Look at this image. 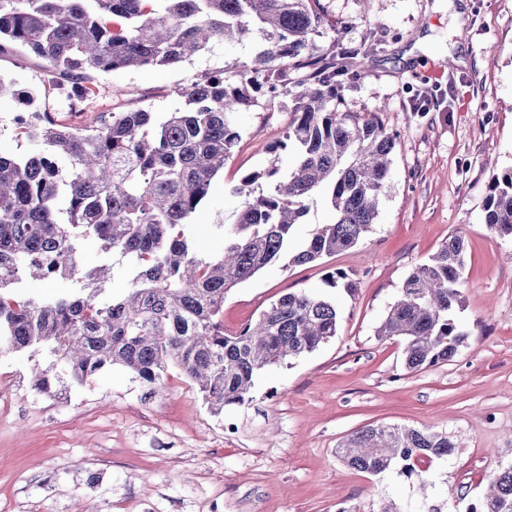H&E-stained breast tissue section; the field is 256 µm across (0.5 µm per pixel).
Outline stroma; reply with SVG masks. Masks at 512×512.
<instances>
[{"label":"stroma","mask_w":512,"mask_h":512,"mask_svg":"<svg viewBox=\"0 0 512 512\" xmlns=\"http://www.w3.org/2000/svg\"><path fill=\"white\" fill-rule=\"evenodd\" d=\"M450 2L322 0L318 50L377 43L354 58L357 75L341 95L345 110L377 113L395 134L390 180L358 245L264 268L231 290L224 328L238 331L280 296L307 290L335 299L336 335L261 371L249 402L218 417L175 369L160 392L116 367L57 398L30 389L47 353H0V512H380L389 502L423 512L433 499L466 512L512 463V241L492 234L483 212L493 178L512 168V0H466L461 39ZM255 48L219 43L176 65L99 74L78 117L21 48L0 55V75L38 92L40 110L89 124L105 112L174 111L177 89L232 71ZM421 90L437 97L426 112L416 108ZM295 104L290 94L260 95L237 113L241 138L190 217L209 253L224 250L217 225L237 219L231 188L270 166ZM455 232L468 244L457 312L467 337L451 361L411 373L398 339L378 329L405 278ZM331 272L348 286L328 288ZM228 422L235 438L224 436ZM376 424L445 432L456 450L426 469L423 490L394 471L345 467L338 444ZM91 472L99 480L89 485Z\"/></svg>","instance_id":"35a3bbf8"}]
</instances>
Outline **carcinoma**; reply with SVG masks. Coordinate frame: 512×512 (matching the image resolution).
<instances>
[{
	"label": "carcinoma",
	"instance_id": "obj_1",
	"mask_svg": "<svg viewBox=\"0 0 512 512\" xmlns=\"http://www.w3.org/2000/svg\"><path fill=\"white\" fill-rule=\"evenodd\" d=\"M115 17L126 24L113 25ZM324 22L320 0H0V47L44 60L76 106L96 94L92 72L169 66L212 42L261 36L251 61L179 90L185 106L172 112H109L78 126L35 108L28 94L31 111L15 123L32 150L0 153V351H49L34 391L84 385L114 366L160 388L174 367L220 415L250 401L260 371L336 336V304L305 290L279 297L255 324L224 331L232 288L285 255L303 265L350 249L378 215L395 138L376 114L343 110L339 96L343 78L357 76L349 60L371 47L318 51L310 35ZM258 92L296 94L273 150L288 153L289 165L240 180L237 220L218 225L224 253L211 257L201 237L187 234V220L240 140L238 109ZM262 177L271 182L266 193L255 188ZM321 191L335 221L290 249L294 226ZM483 210L492 233L512 238V169L494 179ZM87 241L104 256L90 270L80 261ZM466 253L464 236L450 235L405 279L379 327L404 340L409 372L452 359L467 336L455 319ZM111 263L128 270L118 294ZM25 278L70 287L35 300L19 291ZM455 448L446 432L382 424L350 434L338 455L360 472L395 469L420 481L422 465ZM466 512H512V464Z\"/></svg>",
	"mask_w": 512,
	"mask_h": 512
}]
</instances>
